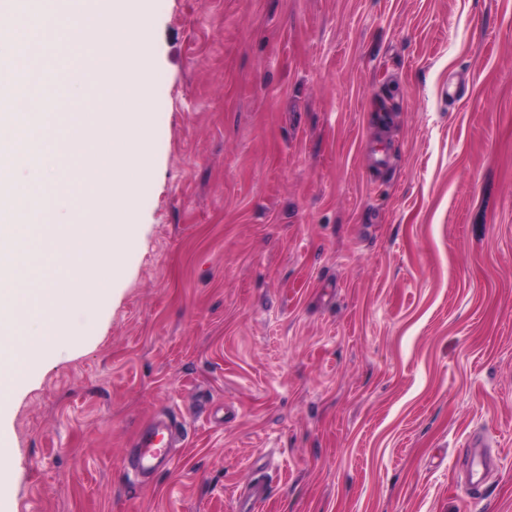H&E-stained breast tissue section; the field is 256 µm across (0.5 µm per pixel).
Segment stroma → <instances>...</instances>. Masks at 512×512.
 I'll list each match as a JSON object with an SVG mask.
<instances>
[{"label":"stroma","mask_w":512,"mask_h":512,"mask_svg":"<svg viewBox=\"0 0 512 512\" xmlns=\"http://www.w3.org/2000/svg\"><path fill=\"white\" fill-rule=\"evenodd\" d=\"M150 10L139 241L0 399V512H238L255 479L258 512H512V0ZM172 435V428L165 423L152 422L143 428L135 442L134 448L138 449L137 469H149L153 461L159 456L151 451L144 452L143 448H160L167 446Z\"/></svg>","instance_id":"obj_1"}]
</instances>
